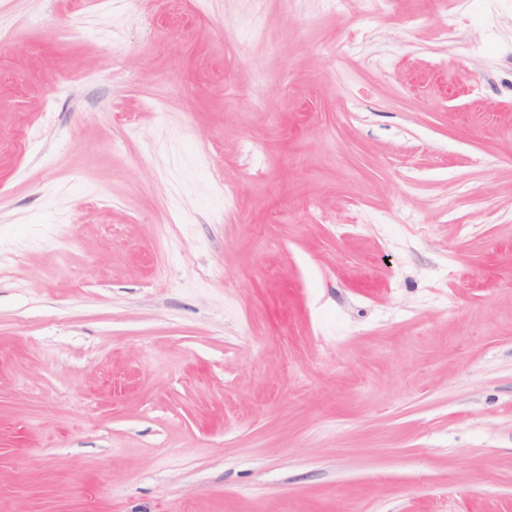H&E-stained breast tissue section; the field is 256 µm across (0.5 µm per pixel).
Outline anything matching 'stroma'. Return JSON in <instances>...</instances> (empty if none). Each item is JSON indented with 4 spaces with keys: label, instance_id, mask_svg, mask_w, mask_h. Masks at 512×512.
I'll return each mask as SVG.
<instances>
[{
    "label": "stroma",
    "instance_id": "stroma-1",
    "mask_svg": "<svg viewBox=\"0 0 512 512\" xmlns=\"http://www.w3.org/2000/svg\"><path fill=\"white\" fill-rule=\"evenodd\" d=\"M0 26V512H512V0Z\"/></svg>",
    "mask_w": 512,
    "mask_h": 512
}]
</instances>
